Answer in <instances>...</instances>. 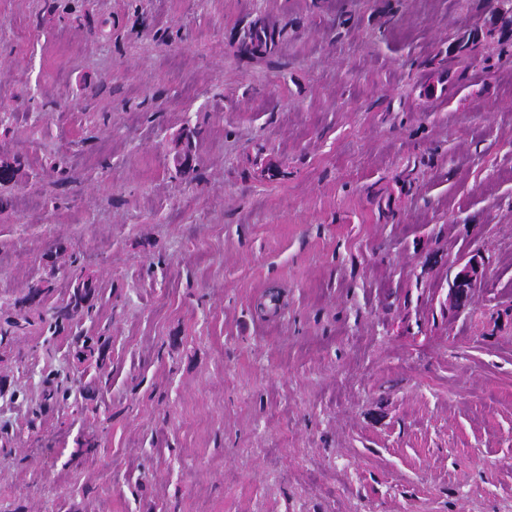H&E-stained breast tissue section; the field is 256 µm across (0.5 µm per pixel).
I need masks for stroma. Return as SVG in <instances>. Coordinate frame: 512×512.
<instances>
[{"label": "stroma", "mask_w": 512, "mask_h": 512, "mask_svg": "<svg viewBox=\"0 0 512 512\" xmlns=\"http://www.w3.org/2000/svg\"><path fill=\"white\" fill-rule=\"evenodd\" d=\"M487 17L0 0V160L24 166L0 323L32 281L52 305L99 286L55 344L34 310L0 342V512H512V38ZM257 19L285 31L261 60L237 45ZM88 331L96 383L35 416ZM201 134V129L191 131V134L187 136L184 149L175 156L176 167L179 172L184 175L194 171L192 163L194 161L197 142H194L193 138L197 141V139L199 140L201 138ZM476 270L475 260H468L450 282L451 287H454V282L463 285V288H453L449 292V298L457 311H464L469 306L471 294L477 284Z\"/></svg>", "instance_id": "1"}]
</instances>
